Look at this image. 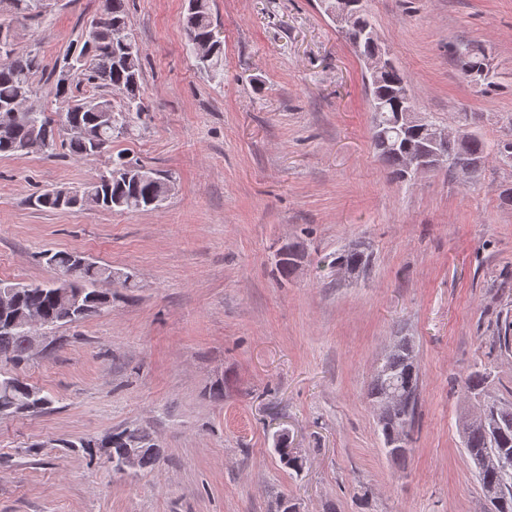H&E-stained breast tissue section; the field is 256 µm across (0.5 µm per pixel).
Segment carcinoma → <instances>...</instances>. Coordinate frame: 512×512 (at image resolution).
Returning <instances> with one entry per match:
<instances>
[{
    "instance_id": "carcinoma-1",
    "label": "carcinoma",
    "mask_w": 512,
    "mask_h": 512,
    "mask_svg": "<svg viewBox=\"0 0 512 512\" xmlns=\"http://www.w3.org/2000/svg\"><path fill=\"white\" fill-rule=\"evenodd\" d=\"M15 17L38 19L45 13V0H10ZM106 21L92 25L82 47L66 54L64 64L48 77L50 94L62 104V110L51 114L30 105L39 94L35 75L42 70L38 53L14 55L12 51H0V156L22 154L24 142L34 133L43 144L42 153L52 154L59 146H65L71 155L89 159L111 151L112 143L129 133L130 123L142 112V70L140 50L129 33L130 19L127 0H104ZM191 45H209L210 57L200 59V67L217 77L223 74L224 49L221 38L215 36L209 12V0H188V7L181 20ZM344 38L360 56H370L379 50V37L365 11H359L340 29ZM487 65L485 50L478 44L466 43L458 53V66L464 78L492 86V80H481L478 72ZM85 80L101 90L118 89L125 102L120 110L114 109L111 100L99 96L78 100L73 95L75 77ZM372 103L379 101L387 111H372V143L381 163L397 180L404 179L405 151L422 142L427 131L414 126L396 131L394 102L398 96L409 92L406 77L396 66L371 79ZM26 103L25 118L16 121L3 111L14 103ZM448 172L456 173L464 168L482 164L489 155L486 142L472 134L465 139H448L444 150ZM143 166L133 163L119 154L111 161V169L95 182L79 189L91 199L102 198L100 207L107 210L133 211L153 206V201L164 200L169 195L170 180L150 169L141 172ZM68 188L45 191L35 198V205L61 210L74 207L67 199ZM288 261L276 260L275 266L283 277L291 274L303 257L295 244L288 245ZM54 266L61 273L71 272V287L84 293L87 303L85 316L100 313L112 306V298L97 292L95 285L112 275L108 264L87 263L70 270L72 253L54 252ZM369 256L361 248L348 247L337 253L329 266H336L348 274L366 271ZM35 312L50 330L76 323L66 305L56 295L54 283L30 285L22 289V298L15 316L22 320ZM30 355L26 331L11 322L0 321V361L19 365ZM488 374L482 371L470 373L464 380V389L482 398L480 416L467 419L462 425V445L472 461L486 456L512 458V403L505 402L487 391ZM421 373L412 340L400 336L381 359L380 366L369 385L368 398L379 405L378 425L386 453L403 460L413 441L418 415V399ZM30 402L33 411L42 412L53 404L52 396L42 388L17 375L0 373V415L14 412V406ZM137 440L142 450L139 469H153L160 462L161 453L149 434L139 427H127L111 434L108 457L120 459L127 451L130 439ZM400 442L403 450L393 447ZM477 478L483 490L495 493L489 496L490 512H512V463L507 467L487 466L477 469Z\"/></svg>"
}]
</instances>
